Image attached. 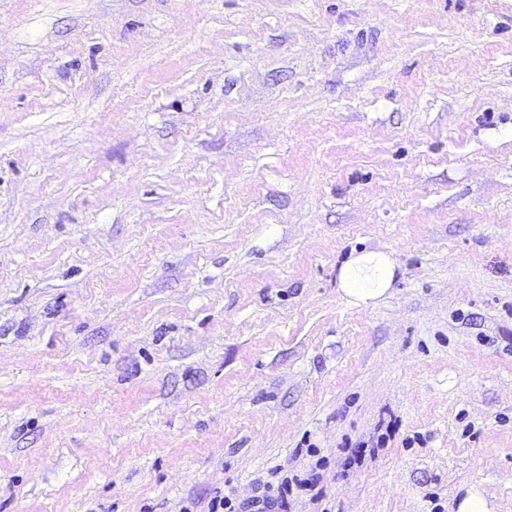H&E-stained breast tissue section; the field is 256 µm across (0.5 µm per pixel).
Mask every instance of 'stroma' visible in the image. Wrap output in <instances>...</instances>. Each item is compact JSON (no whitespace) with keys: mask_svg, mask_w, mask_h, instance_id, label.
<instances>
[{"mask_svg":"<svg viewBox=\"0 0 512 512\" xmlns=\"http://www.w3.org/2000/svg\"><path fill=\"white\" fill-rule=\"evenodd\" d=\"M277 470L512 512V0H0V512ZM391 256L382 251H362L353 254L341 266L339 288L350 302L369 306L391 288L395 277ZM457 512H494L492 502L479 490H469L458 502Z\"/></svg>","mask_w":512,"mask_h":512,"instance_id":"obj_1","label":"stroma"}]
</instances>
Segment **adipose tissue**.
<instances>
[{"label": "adipose tissue", "instance_id": "adipose-tissue-1", "mask_svg": "<svg viewBox=\"0 0 512 512\" xmlns=\"http://www.w3.org/2000/svg\"><path fill=\"white\" fill-rule=\"evenodd\" d=\"M395 270L389 254L366 250L351 255L341 266L339 287L351 303L369 306L391 288Z\"/></svg>", "mask_w": 512, "mask_h": 512}]
</instances>
